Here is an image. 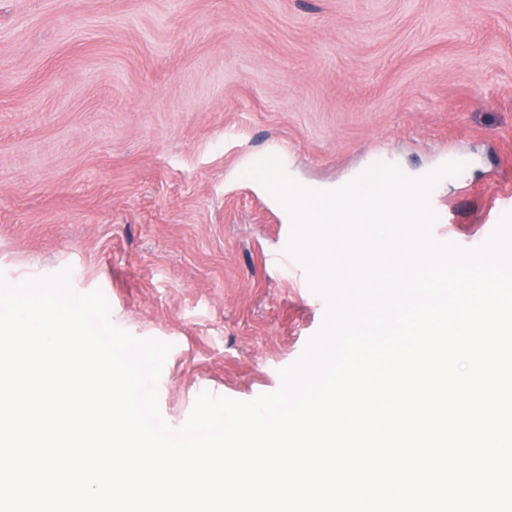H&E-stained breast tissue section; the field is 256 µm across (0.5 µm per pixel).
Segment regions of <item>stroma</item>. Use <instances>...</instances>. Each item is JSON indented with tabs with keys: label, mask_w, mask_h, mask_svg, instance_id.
I'll list each match as a JSON object with an SVG mask.
<instances>
[{
	"label": "stroma",
	"mask_w": 512,
	"mask_h": 512,
	"mask_svg": "<svg viewBox=\"0 0 512 512\" xmlns=\"http://www.w3.org/2000/svg\"><path fill=\"white\" fill-rule=\"evenodd\" d=\"M267 155L318 190L464 161L432 236L482 245L512 209V0H0V274L69 271L169 344L170 427L278 390L322 325L244 175Z\"/></svg>",
	"instance_id": "35a3bbf8"
}]
</instances>
